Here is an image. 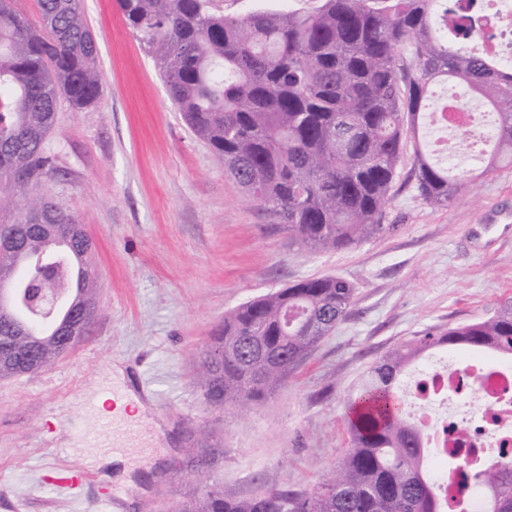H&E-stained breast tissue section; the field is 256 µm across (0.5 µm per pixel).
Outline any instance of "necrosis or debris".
<instances>
[{
	"label": "necrosis or debris",
	"instance_id": "1",
	"mask_svg": "<svg viewBox=\"0 0 512 512\" xmlns=\"http://www.w3.org/2000/svg\"><path fill=\"white\" fill-rule=\"evenodd\" d=\"M411 422L424 434L447 512H482L469 479L452 459L474 468L512 459V360L482 354L436 357L408 385Z\"/></svg>",
	"mask_w": 512,
	"mask_h": 512
}]
</instances>
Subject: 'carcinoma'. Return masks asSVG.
<instances>
[{"label":"carcinoma","instance_id":"obj_1","mask_svg":"<svg viewBox=\"0 0 512 512\" xmlns=\"http://www.w3.org/2000/svg\"><path fill=\"white\" fill-rule=\"evenodd\" d=\"M31 25L12 0H0V184L23 202L19 243L0 241V278L20 256L45 250L51 233L85 236L53 198L38 195L61 172L48 139L64 101L74 110L102 96L98 47L81 0H37ZM127 24L158 67L168 98L225 173L260 202L297 243L345 249L384 230L382 215L404 143H415L417 197L452 204L469 186L436 158L420 115L452 112L460 82L484 103L494 150L479 174L512 163V64L471 43L477 19L458 0H323L310 13L258 11L228 18L211 0H117ZM456 128L463 155L478 149L474 129ZM74 291L98 312L86 258ZM354 288L336 276L287 285L224 314L195 356L213 406L243 413L288 381L353 304ZM512 356V302L484 320L397 347L369 367L348 404L350 447L332 477L304 491L229 498L207 484L177 512H442L428 476L427 448L406 417L400 378L428 349ZM62 356L35 348L29 327L0 314V358L7 374L35 373ZM483 512H512V462L471 475Z\"/></svg>","mask_w":512,"mask_h":512}]
</instances>
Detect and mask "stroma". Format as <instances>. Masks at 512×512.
I'll return each instance as SVG.
<instances>
[{
	"label": "stroma",
	"mask_w": 512,
	"mask_h": 512,
	"mask_svg": "<svg viewBox=\"0 0 512 512\" xmlns=\"http://www.w3.org/2000/svg\"><path fill=\"white\" fill-rule=\"evenodd\" d=\"M81 10L103 97L58 109L50 141L63 173L43 190L94 243L99 311L52 366L0 377V512H113L117 493L120 512H176L196 490L201 458L229 498L309 489L349 445L347 401L371 364L512 300V165L433 208L417 199L404 158L385 232L340 251L290 244L187 126L116 0H82ZM326 275L355 289L334 332L248 413L212 407L194 360L225 312ZM117 367L148 412L140 429L118 422L99 434L94 398L113 390ZM116 447L133 479L78 463ZM62 470L81 476L77 493L52 483Z\"/></svg>",
	"instance_id": "stroma-1"
}]
</instances>
